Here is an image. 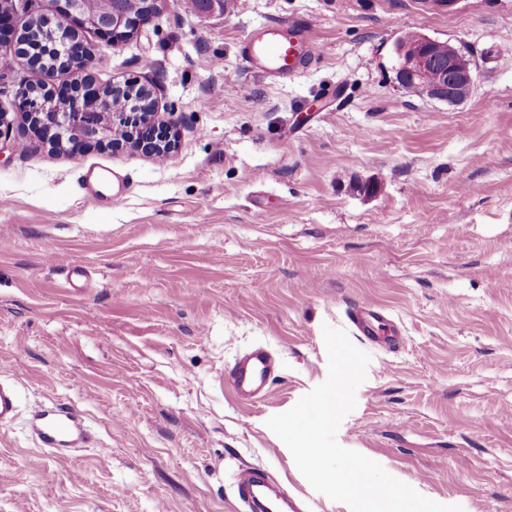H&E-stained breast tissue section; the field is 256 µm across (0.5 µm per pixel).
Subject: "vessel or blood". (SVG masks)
Listing matches in <instances>:
<instances>
[{
  "label": "vessel or blood",
  "instance_id": "vessel-or-blood-1",
  "mask_svg": "<svg viewBox=\"0 0 512 512\" xmlns=\"http://www.w3.org/2000/svg\"><path fill=\"white\" fill-rule=\"evenodd\" d=\"M316 39L309 23L289 25L270 23L247 33L240 42V53L255 72L277 79H290L306 69L315 57ZM349 320L359 338L376 340L381 326L390 319L378 306L354 308ZM273 370L270 354L257 348L237 360L224 372V378L244 399L260 395ZM18 397L13 387L0 383V424L16 415ZM34 429L42 448L56 456L67 455L86 440L72 411L57 407L40 414ZM236 498L242 512H300L298 501L288 492L274 489L266 472L247 469L236 482Z\"/></svg>",
  "mask_w": 512,
  "mask_h": 512
}]
</instances>
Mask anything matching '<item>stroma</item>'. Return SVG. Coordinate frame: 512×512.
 Here are the masks:
<instances>
[{"label":"stroma","instance_id":"1","mask_svg":"<svg viewBox=\"0 0 512 512\" xmlns=\"http://www.w3.org/2000/svg\"><path fill=\"white\" fill-rule=\"evenodd\" d=\"M295 20L315 26L311 65L249 70L246 33ZM406 31L471 55L467 101L398 87ZM81 38L101 85L151 90L176 146L73 155L0 92V379L19 394L0 512H238L247 467L305 512H350L267 421L326 379L324 327L364 304L403 343L356 340L371 361L339 443L438 503L512 512V0H162L126 43ZM258 347L274 373L245 402L224 370ZM54 403L91 435L67 459L29 430Z\"/></svg>","mask_w":512,"mask_h":512}]
</instances>
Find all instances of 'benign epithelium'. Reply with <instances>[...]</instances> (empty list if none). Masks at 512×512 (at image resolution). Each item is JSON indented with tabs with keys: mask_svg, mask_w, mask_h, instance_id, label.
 <instances>
[{
	"mask_svg": "<svg viewBox=\"0 0 512 512\" xmlns=\"http://www.w3.org/2000/svg\"><path fill=\"white\" fill-rule=\"evenodd\" d=\"M56 13L75 22L79 28H93L102 38L117 44L137 33L148 21L129 15L124 0H100L101 11L94 20L83 14L84 0H54ZM440 40L423 33L415 39L400 36L394 51L397 57L395 79L398 86L407 89L413 83L423 90V95L434 100L459 105L470 96L477 79V66L463 49L451 42L448 56L442 59L435 52ZM61 69H83L89 62L85 44L74 33L69 47L59 50L55 58ZM125 86L115 87L110 95L103 94L95 83L77 82L70 88L67 102L62 104L38 85L22 80L16 92L18 106L29 126L57 146L78 134V148L97 145L109 138L108 129L124 134L126 143L135 151L147 156H166L172 147L171 123L159 119L151 104L150 96L142 89L135 104L126 112L118 108L115 97H123Z\"/></svg>",
	"mask_w": 512,
	"mask_h": 512,
	"instance_id": "obj_1",
	"label": "benign epithelium"
}]
</instances>
